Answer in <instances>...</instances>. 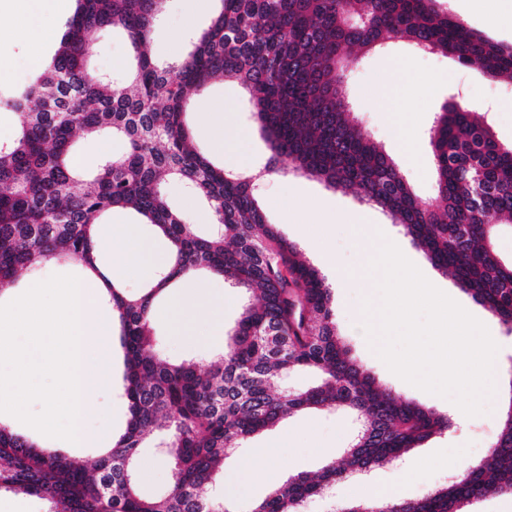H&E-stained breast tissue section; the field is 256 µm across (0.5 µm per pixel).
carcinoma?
<instances>
[{
    "label": "carcinoma",
    "instance_id": "1",
    "mask_svg": "<svg viewBox=\"0 0 512 512\" xmlns=\"http://www.w3.org/2000/svg\"><path fill=\"white\" fill-rule=\"evenodd\" d=\"M221 9L176 65L147 52L163 0H77L60 47L43 73L0 94L19 119L0 145V292L49 260L95 267L92 227L132 209L172 250V264L138 293L108 288L124 357L128 416L112 448L90 466L39 446L0 422V492L34 496L46 512H233L204 495L226 453L285 416L345 412L359 422L345 466L299 474L252 512H301L348 473L392 462L452 426L390 390L354 361L336 333L332 286L296 244L265 222L253 179L216 168L194 147L183 115L189 95L215 78L245 89L271 156L264 172L296 171L355 189L386 211L433 267L512 330V264L494 245L512 222V145L457 102L429 129L436 197L418 201L394 160L358 129L343 87L357 52L402 41L491 77L512 81V45L494 43L440 7V0H220ZM124 33L132 49L123 84L87 68L96 34ZM110 133L123 153L104 159L77 191L76 137ZM187 184L210 208L214 231L183 222L162 192ZM205 271L258 302L243 306L224 350L200 365L170 363L154 337V305L169 286ZM317 377L304 391L279 387L293 372ZM154 435L172 467L160 497L137 489L144 439ZM512 493V411L487 458L391 512H467L488 492Z\"/></svg>",
    "mask_w": 512,
    "mask_h": 512
}]
</instances>
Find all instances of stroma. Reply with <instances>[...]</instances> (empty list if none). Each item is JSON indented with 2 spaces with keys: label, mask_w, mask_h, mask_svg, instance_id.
<instances>
[{
  "label": "stroma",
  "mask_w": 512,
  "mask_h": 512,
  "mask_svg": "<svg viewBox=\"0 0 512 512\" xmlns=\"http://www.w3.org/2000/svg\"><path fill=\"white\" fill-rule=\"evenodd\" d=\"M218 0H206L195 13H188L187 0H165L160 24L148 45L153 60L165 64L181 58L187 51L189 40L206 28L219 9ZM130 58L127 39L105 29L95 39L90 66L102 73L119 74ZM394 58L409 59L406 70L389 69ZM0 68L9 78L0 82V90L9 91L31 82L37 75L29 44L14 42L7 54L0 56ZM458 95L472 111L485 113L496 139L512 143V84L493 81L473 68L459 66L447 57L422 53L401 43L382 51L361 56L347 73L345 97L358 127L367 132L391 155L404 177L410 182L420 200L435 196V177L428 130L451 95ZM501 104V111H493V104ZM223 112L224 138L230 142V151H219L215 146L208 112ZM186 122L196 148L217 167L233 170L240 159H247L256 167L266 165L270 157L269 144L259 132L253 108L242 95L239 85L231 80L211 81L204 89L191 95ZM163 194L168 203L186 223L196 225L203 234L214 229L207 205L192 194L185 183L166 184ZM294 198L314 202L333 217L326 242L332 265L338 272L361 271L366 256L354 226L335 220V213H355L369 225L370 234L381 233L399 246L404 255L429 276L436 287L442 288L467 312L480 320L495 335H506L507 329L485 307L475 302L458 286L453 274L435 269L424 253L405 236L400 226L377 206L362 202L350 190L332 189L316 178L296 172L280 174L275 181L260 187L258 204L269 223L288 241L295 243L308 262L321 267L318 250L313 241L320 229L310 214H297L288 220L281 211L282 200ZM365 286L334 289L333 307L337 332L349 350L350 356L374 377L376 383L397 392L402 398L418 403L439 414H447L449 399L418 389L393 374L370 348L363 325L362 300L367 297ZM166 301L155 306L153 327L160 341L164 359L171 362L195 361L206 363L215 350L222 347L223 336L212 335L211 325H204L202 337L172 335L164 316ZM114 385L111 391L99 394V415L85 421L86 442L76 447L70 442L39 433L23 423L16 430L31 437L39 445L63 452L83 465L92 464L97 457L96 437L102 424L111 423L114 432H121L127 420V404L121 393L123 387V354L113 352ZM502 411L494 403H487L483 414L464 418L450 431L429 438L421 447L412 449L396 462L376 467L363 476H348L339 481L332 491L322 497L308 500L303 512H334L336 506L353 501V487L360 480L396 489L404 499L422 498L431 488L447 484L448 465L455 449H463L465 463L474 465L489 453L501 427ZM357 429L349 415L336 411H311L287 417L272 430L250 438L244 447L233 450L224 458L217 481L206 490L207 496L224 494V477L234 472L240 462L258 454L279 437H287L288 446L271 464L273 480L256 479L235 493L234 512H251L253 505L264 498L273 483L300 474H316L324 465L343 464L345 450ZM429 466H422V459Z\"/></svg>",
  "instance_id": "1"
}]
</instances>
